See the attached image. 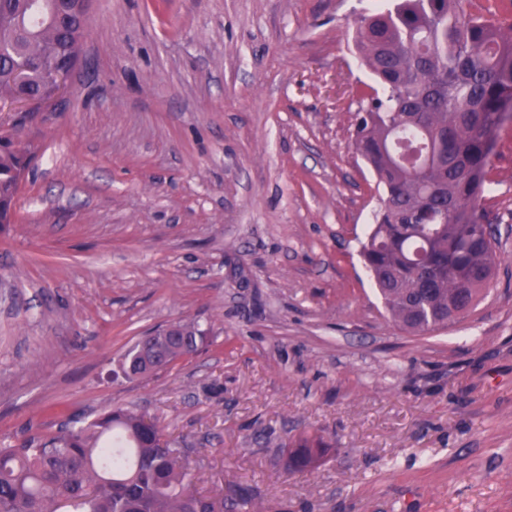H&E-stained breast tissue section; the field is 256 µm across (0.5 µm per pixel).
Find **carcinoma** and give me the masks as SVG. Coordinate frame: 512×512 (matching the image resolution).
I'll return each mask as SVG.
<instances>
[{"mask_svg": "<svg viewBox=\"0 0 512 512\" xmlns=\"http://www.w3.org/2000/svg\"><path fill=\"white\" fill-rule=\"evenodd\" d=\"M88 0H0V105L40 104L53 76L77 68ZM356 46L379 87L359 89L356 150L383 194L361 245L384 305L402 329L425 334L476 305L497 264L483 203L492 193L498 130L512 115V20L471 0H393L356 22ZM32 141L0 129V227L17 223ZM123 355L122 374L158 371L194 353L205 333L176 323ZM160 428L113 408L56 436L0 448V512H254L247 492L198 495L190 463L159 445ZM324 443L302 438L286 468L308 469Z\"/></svg>", "mask_w": 512, "mask_h": 512, "instance_id": "carcinoma-1", "label": "carcinoma"}]
</instances>
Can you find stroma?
<instances>
[{"label": "stroma", "mask_w": 512, "mask_h": 512, "mask_svg": "<svg viewBox=\"0 0 512 512\" xmlns=\"http://www.w3.org/2000/svg\"><path fill=\"white\" fill-rule=\"evenodd\" d=\"M383 0H92L66 103L0 229V447L108 408L158 422L194 488L256 512H512V122L487 201L500 263L459 323L390 318L361 243L350 40ZM207 335L147 377L142 336ZM322 461L288 474L295 442Z\"/></svg>", "instance_id": "stroma-1"}]
</instances>
